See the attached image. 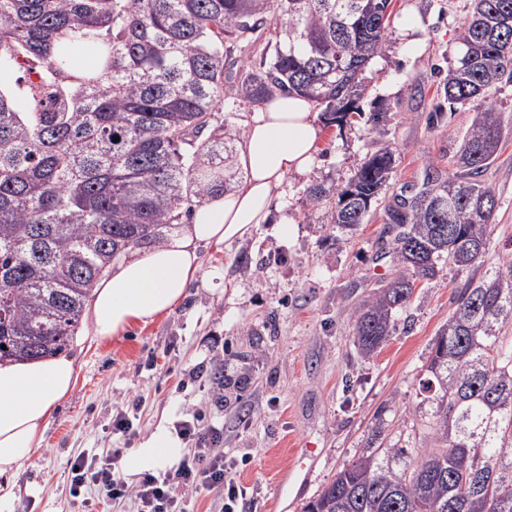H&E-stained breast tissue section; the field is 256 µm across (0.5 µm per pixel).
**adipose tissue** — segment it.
<instances>
[{
  "mask_svg": "<svg viewBox=\"0 0 512 512\" xmlns=\"http://www.w3.org/2000/svg\"><path fill=\"white\" fill-rule=\"evenodd\" d=\"M321 133L309 101L277 96L257 107L238 142L244 179L198 206L189 224L146 252L113 264L95 284L86 317L95 338L128 334L170 313L202 277L201 249L251 235L266 222L276 189L308 171ZM77 383L75 360L51 358L0 363V512L15 500L16 477L59 404ZM184 449L168 427L157 426L121 462L130 478L172 467Z\"/></svg>",
  "mask_w": 512,
  "mask_h": 512,
  "instance_id": "1",
  "label": "adipose tissue"
}]
</instances>
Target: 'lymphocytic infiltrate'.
<instances>
[{
  "mask_svg": "<svg viewBox=\"0 0 512 512\" xmlns=\"http://www.w3.org/2000/svg\"><path fill=\"white\" fill-rule=\"evenodd\" d=\"M179 435L192 441L195 450L184 458L174 472L173 480L155 476L143 477L136 487H128L115 479L111 462L93 466L85 459H77L71 486L73 496H80L86 484H93L111 500H133L137 512H184L186 491H223L224 512H235L234 507L243 498L244 491L234 477V465L224 454V432L215 426L203 427L191 422L180 423Z\"/></svg>",
  "mask_w": 512,
  "mask_h": 512,
  "instance_id": "1",
  "label": "lymphocytic infiltrate"
}]
</instances>
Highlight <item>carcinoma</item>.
Returning a JSON list of instances; mask_svg holds the SVG:
<instances>
[{
  "label": "carcinoma",
  "instance_id": "cac0c4a2",
  "mask_svg": "<svg viewBox=\"0 0 512 512\" xmlns=\"http://www.w3.org/2000/svg\"><path fill=\"white\" fill-rule=\"evenodd\" d=\"M391 0H0V69L21 63L40 81L0 90V361L61 353L105 269L164 243L191 210L241 176L215 112L229 98L260 105L306 98L343 122L365 94L363 74L390 33ZM258 62L228 81L224 58L255 47ZM93 41V70L69 51ZM444 85L449 108L475 112L437 187L386 209L397 275L351 313L370 357L396 331L414 285L448 263L483 262L498 200L482 180L503 139L488 91L512 82V0H473ZM119 141H114V138ZM394 153L374 152L343 187L307 190L310 213L364 223ZM512 253L458 291L433 343L416 411L427 448L378 423L303 512H512ZM6 349H1V346Z\"/></svg>",
  "mask_w": 512,
  "mask_h": 512
}]
</instances>
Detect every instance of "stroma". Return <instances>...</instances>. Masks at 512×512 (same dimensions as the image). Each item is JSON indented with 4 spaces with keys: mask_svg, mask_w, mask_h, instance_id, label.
<instances>
[{
    "mask_svg": "<svg viewBox=\"0 0 512 512\" xmlns=\"http://www.w3.org/2000/svg\"><path fill=\"white\" fill-rule=\"evenodd\" d=\"M472 0H392L391 34L367 68L368 89L344 126L323 125L317 162L276 190L268 223L248 239L202 251L204 279L172 312L125 336L96 340L80 327L68 351L78 381L26 462L14 512H136L103 501L96 486L70 492L76 458L121 463L158 425L202 420L224 429V450L247 496L241 512H301L343 464L361 455L377 423L430 440L415 412L433 340L464 283L483 268L442 265L417 282L393 336L363 357L350 314L396 274L387 205L423 187L427 164L455 172L474 114L445 102L443 86ZM504 139L482 179L499 200L485 265L512 251V83L488 95ZM387 120L373 127L371 113ZM394 150L389 184L351 232L303 202L316 184L341 187L382 147ZM293 227L291 235L277 231ZM133 424L113 429L116 414Z\"/></svg>",
    "mask_w": 512,
    "mask_h": 512,
    "instance_id": "35a3bbf8",
    "label": "stroma"
}]
</instances>
